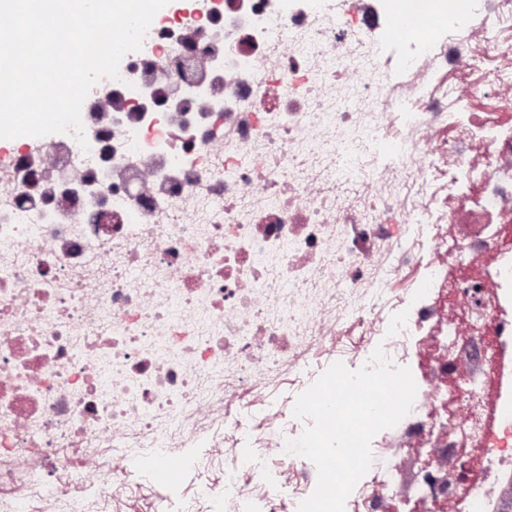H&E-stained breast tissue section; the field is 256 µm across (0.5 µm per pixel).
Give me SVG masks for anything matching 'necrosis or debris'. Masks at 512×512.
Here are the masks:
<instances>
[{"instance_id":"4bbe7bcc","label":"necrosis or debris","mask_w":512,"mask_h":512,"mask_svg":"<svg viewBox=\"0 0 512 512\" xmlns=\"http://www.w3.org/2000/svg\"><path fill=\"white\" fill-rule=\"evenodd\" d=\"M368 7L195 0L0 149V512H298L273 397L378 348L417 394L345 512H512V0Z\"/></svg>"}]
</instances>
